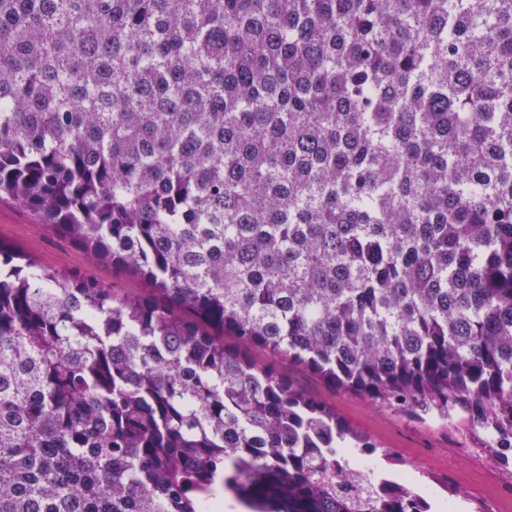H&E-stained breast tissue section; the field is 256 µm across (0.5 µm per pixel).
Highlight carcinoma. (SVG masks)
Wrapping results in <instances>:
<instances>
[{
	"mask_svg": "<svg viewBox=\"0 0 512 512\" xmlns=\"http://www.w3.org/2000/svg\"><path fill=\"white\" fill-rule=\"evenodd\" d=\"M0 198L150 287L0 244V512H433L254 349L512 451V0H0Z\"/></svg>",
	"mask_w": 512,
	"mask_h": 512,
	"instance_id": "obj_1",
	"label": "carcinoma"
}]
</instances>
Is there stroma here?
Instances as JSON below:
<instances>
[{
    "label": "stroma",
    "mask_w": 512,
    "mask_h": 512,
    "mask_svg": "<svg viewBox=\"0 0 512 512\" xmlns=\"http://www.w3.org/2000/svg\"><path fill=\"white\" fill-rule=\"evenodd\" d=\"M0 243L39 265L76 271L119 295L143 290L128 273L91 258L69 238L42 224L31 211L0 201ZM297 387L335 409L378 447L394 452L400 470L433 501L435 512H512V463L501 464L485 451L481 431L454 421L422 419L369 398L334 388L288 362L276 364Z\"/></svg>",
    "instance_id": "stroma-1"
}]
</instances>
